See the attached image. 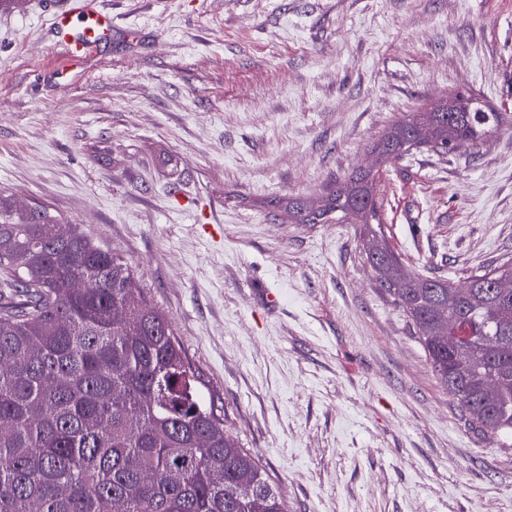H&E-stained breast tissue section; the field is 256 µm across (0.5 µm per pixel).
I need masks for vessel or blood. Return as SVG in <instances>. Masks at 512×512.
I'll list each match as a JSON object with an SVG mask.
<instances>
[{"label":"vessel or blood","mask_w":512,"mask_h":512,"mask_svg":"<svg viewBox=\"0 0 512 512\" xmlns=\"http://www.w3.org/2000/svg\"><path fill=\"white\" fill-rule=\"evenodd\" d=\"M54 45L67 60L91 55L102 40L112 35V16L99 0H80L78 7L53 15Z\"/></svg>","instance_id":"obj_1"}]
</instances>
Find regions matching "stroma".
Instances as JSON below:
<instances>
[{"mask_svg": "<svg viewBox=\"0 0 512 512\" xmlns=\"http://www.w3.org/2000/svg\"><path fill=\"white\" fill-rule=\"evenodd\" d=\"M72 2L0 11V188L132 266L288 512H512V447L469 426L358 225L272 206L466 90L504 123L383 166L382 228L459 287L512 258V0H101L111 38L67 62Z\"/></svg>", "mask_w": 512, "mask_h": 512, "instance_id": "stroma-1", "label": "stroma"}]
</instances>
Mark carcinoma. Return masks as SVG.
Instances as JSON below:
<instances>
[{"mask_svg":"<svg viewBox=\"0 0 512 512\" xmlns=\"http://www.w3.org/2000/svg\"><path fill=\"white\" fill-rule=\"evenodd\" d=\"M503 116L466 91L411 112L316 204L282 198L291 224H357L378 287L476 428L512 441V259L465 287L416 273L390 248L380 169L474 144ZM80 280L84 287L71 288ZM207 388L129 265L79 225L0 190V512H288L224 430Z\"/></svg>","mask_w":512,"mask_h":512,"instance_id":"carcinoma-1","label":"carcinoma"}]
</instances>
